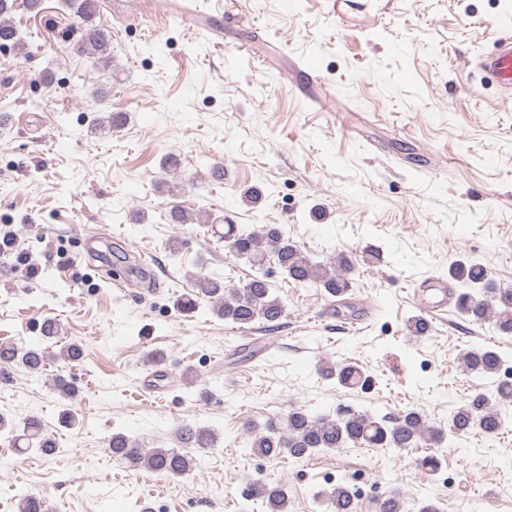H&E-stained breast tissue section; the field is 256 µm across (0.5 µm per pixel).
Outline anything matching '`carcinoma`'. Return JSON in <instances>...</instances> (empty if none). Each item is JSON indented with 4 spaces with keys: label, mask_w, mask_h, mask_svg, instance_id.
I'll use <instances>...</instances> for the list:
<instances>
[{
    "label": "carcinoma",
    "mask_w": 512,
    "mask_h": 512,
    "mask_svg": "<svg viewBox=\"0 0 512 512\" xmlns=\"http://www.w3.org/2000/svg\"><path fill=\"white\" fill-rule=\"evenodd\" d=\"M72 10L73 18L83 32L84 44L100 62L109 63L107 55L110 34L95 23L99 12L98 0H64ZM37 0H0V41L19 45L17 32L5 16L19 5L32 9ZM225 246L244 258L256 271L239 286L228 288L221 277L198 273L194 288L175 300L176 309L185 314L198 311L203 304L211 306L217 315L241 327L264 322L279 321L285 314L282 300L275 294L269 279L275 268L298 284H311L324 289L331 296L349 291L351 271L349 261L339 257L333 261H317L290 240L286 230L278 224H266L251 230L241 224L224 225ZM450 275L463 287L457 295L460 312L474 322L495 321L498 328L512 333V289L500 288L481 265L455 263ZM82 346L71 343L59 353L49 348L34 346L19 350L10 344L0 345V364H20L31 372L44 369L49 358L66 362L78 360ZM462 367L477 378H490L499 374L503 359L494 349L474 346L461 357ZM318 374L334 379L343 387L364 388L370 376L357 364H324ZM512 404V382L501 381L495 390L482 387L464 400L448 417V425L435 426L417 410H407L393 417H380L370 411H357L339 406L332 413H312L304 409H291L286 414L266 419L261 424L246 427L247 445L261 457L300 460L318 451L335 450L349 444L363 448H422L437 445L446 436H459L479 430L487 436H496L507 429L509 417L500 405ZM177 448H145L132 437L115 432L107 441V450L131 468H145L154 473L184 477L193 470L195 460L188 448H212L216 442L214 431L198 423H185L175 432ZM15 448L24 454L34 449L44 455L56 453L54 439L42 422L29 417L23 421L22 433L15 436ZM354 494L343 485L325 489L318 495L321 512H353ZM248 501H261L265 512H288V490L263 479L251 480L246 495ZM18 512H49L46 504L33 495H23L17 504Z\"/></svg>",
    "instance_id": "obj_1"
}]
</instances>
